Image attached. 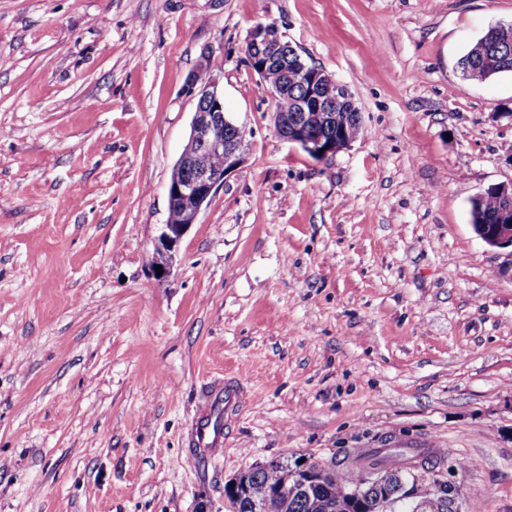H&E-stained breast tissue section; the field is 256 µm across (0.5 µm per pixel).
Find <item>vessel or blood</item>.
<instances>
[{
	"label": "vessel or blood",
	"mask_w": 512,
	"mask_h": 512,
	"mask_svg": "<svg viewBox=\"0 0 512 512\" xmlns=\"http://www.w3.org/2000/svg\"><path fill=\"white\" fill-rule=\"evenodd\" d=\"M240 403L241 396L233 388L215 387L209 390L199 408L192 432V442L196 448L210 456L223 453L224 424Z\"/></svg>",
	"instance_id": "1"
}]
</instances>
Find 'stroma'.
<instances>
[{
	"mask_svg": "<svg viewBox=\"0 0 512 512\" xmlns=\"http://www.w3.org/2000/svg\"><path fill=\"white\" fill-rule=\"evenodd\" d=\"M276 23L362 132H275L244 45ZM512 0H0V512H229L272 461L421 448L414 500L512 512V263L470 201L512 181V75L458 58ZM244 163L152 260L201 58ZM248 394L217 459L202 391Z\"/></svg>",
	"mask_w": 512,
	"mask_h": 512,
	"instance_id": "obj_1",
	"label": "stroma"
}]
</instances>
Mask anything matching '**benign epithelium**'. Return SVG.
<instances>
[{"mask_svg":"<svg viewBox=\"0 0 512 512\" xmlns=\"http://www.w3.org/2000/svg\"><path fill=\"white\" fill-rule=\"evenodd\" d=\"M245 57L255 71L270 68L280 71V82L269 88L273 99L292 97L294 110L274 117L277 134L284 141L299 146L309 156L324 160L347 148L356 139L349 124L336 126V112L352 103L348 89L322 68L312 67L290 42L284 39L274 22L253 28L246 40ZM334 86L336 96L327 98L323 87ZM187 91L196 99L188 143L176 162L168 185L169 206L177 207L179 217L163 225L152 266H160L168 275L176 258V247L189 227L195 223L225 178L244 162L245 133L224 112V94L218 81L209 74L208 60L200 61L198 70L187 82ZM210 152L224 155V165L215 168L198 164L197 155ZM502 204L499 223L474 224L477 236L491 248L508 251L512 258V182L492 187ZM391 474L373 472L363 481L343 489L336 512H360L366 508L362 486L380 490ZM324 473L310 468V463H296L292 478L277 487L275 493L286 500L297 496L312 500ZM250 494L248 478H235L224 485V498L238 500Z\"/></svg>","mask_w":512,"mask_h":512,"instance_id":"7a95c632","label":"benign epithelium"}]
</instances>
